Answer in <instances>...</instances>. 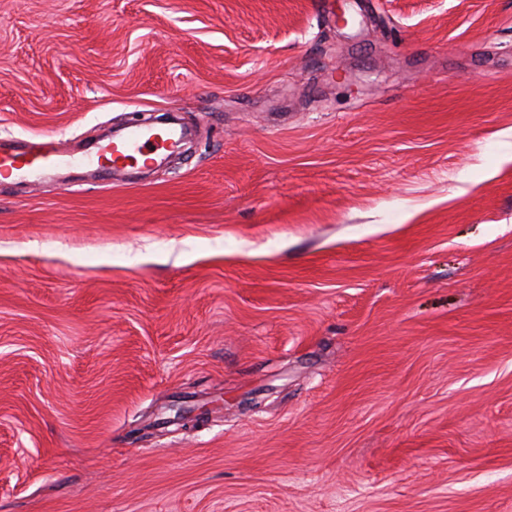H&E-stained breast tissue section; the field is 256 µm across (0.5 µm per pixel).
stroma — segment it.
<instances>
[{
    "mask_svg": "<svg viewBox=\"0 0 512 512\" xmlns=\"http://www.w3.org/2000/svg\"><path fill=\"white\" fill-rule=\"evenodd\" d=\"M510 130L512 0H0L67 157L0 179V512H512ZM177 142V134L172 128L167 130L163 138L160 134H153L147 127L140 126L129 131L124 138L98 145L92 158L100 171L107 175L112 169L134 167L141 161L144 166L156 165L164 158V144L172 146Z\"/></svg>",
    "mask_w": 512,
    "mask_h": 512,
    "instance_id": "stroma-1",
    "label": "stroma"
}]
</instances>
